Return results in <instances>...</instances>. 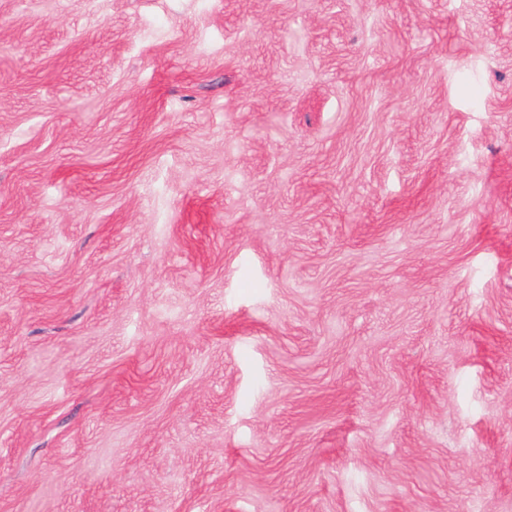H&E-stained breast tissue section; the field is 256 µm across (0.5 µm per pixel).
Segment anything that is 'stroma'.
I'll use <instances>...</instances> for the list:
<instances>
[{"instance_id":"1","label":"stroma","mask_w":512,"mask_h":512,"mask_svg":"<svg viewBox=\"0 0 512 512\" xmlns=\"http://www.w3.org/2000/svg\"><path fill=\"white\" fill-rule=\"evenodd\" d=\"M0 512H512V0H0Z\"/></svg>"}]
</instances>
